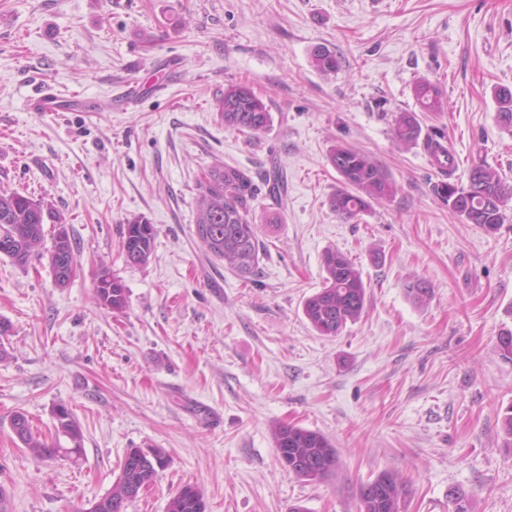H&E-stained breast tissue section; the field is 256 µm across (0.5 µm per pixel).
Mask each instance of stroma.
Masks as SVG:
<instances>
[{"instance_id":"stroma-1","label":"stroma","mask_w":512,"mask_h":512,"mask_svg":"<svg viewBox=\"0 0 512 512\" xmlns=\"http://www.w3.org/2000/svg\"><path fill=\"white\" fill-rule=\"evenodd\" d=\"M340 59L335 77L311 53ZM440 87L444 109L413 93ZM271 112L255 137L225 128L227 85ZM86 109L39 112L43 85ZM143 91L125 103L129 87ZM512 88V0H0V187L51 202L78 267L56 284L42 251L0 259V489L8 512H88L110 492L127 449L162 448L168 466L127 507L166 512L187 485L205 512H357L360 484L404 481L403 512H512V206L497 231L449 211L434 187L467 184L485 163L512 184V127L495 92ZM416 113L443 140L446 172L424 143L406 149L393 116ZM371 155L396 191L360 220L330 207L341 182L329 151ZM225 163L279 170V201L258 196V271L243 279L201 246L196 183ZM157 229L143 264L126 261L127 221ZM342 252L367 287L362 317L318 335L303 303L322 288L323 254ZM126 290L115 312L95 297L100 268ZM425 282L430 300L408 288ZM81 426L78 460H34L10 426L28 416L55 436L53 409ZM295 424L337 448L319 482L277 458L272 426ZM311 64L324 76L335 75L340 68V61L336 54L322 47L315 49L312 53ZM414 95L424 112H440L443 103L439 90L428 82L418 83Z\"/></svg>"}]
</instances>
